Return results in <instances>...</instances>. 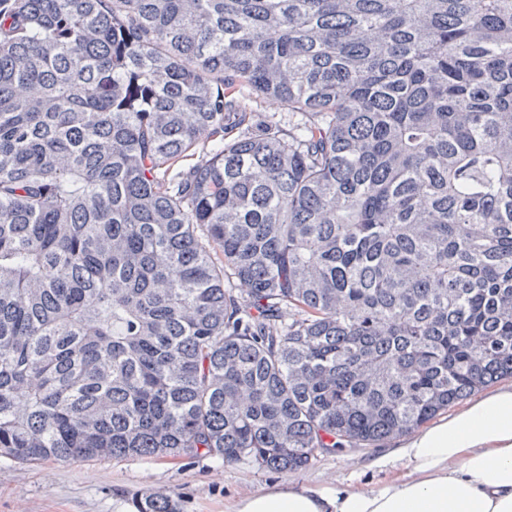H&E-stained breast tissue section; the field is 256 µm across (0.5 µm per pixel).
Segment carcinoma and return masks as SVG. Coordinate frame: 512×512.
<instances>
[{"mask_svg": "<svg viewBox=\"0 0 512 512\" xmlns=\"http://www.w3.org/2000/svg\"><path fill=\"white\" fill-rule=\"evenodd\" d=\"M504 378L512 0H0V457L288 473ZM249 122L255 126L259 123L281 120L288 125V112L281 110L278 106L262 100L253 99L249 102Z\"/></svg>", "mask_w": 512, "mask_h": 512, "instance_id": "carcinoma-1", "label": "carcinoma"}]
</instances>
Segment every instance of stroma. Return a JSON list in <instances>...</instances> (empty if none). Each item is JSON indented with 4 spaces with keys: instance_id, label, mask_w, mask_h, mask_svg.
I'll return each mask as SVG.
<instances>
[{
    "instance_id": "obj_1",
    "label": "stroma",
    "mask_w": 512,
    "mask_h": 512,
    "mask_svg": "<svg viewBox=\"0 0 512 512\" xmlns=\"http://www.w3.org/2000/svg\"><path fill=\"white\" fill-rule=\"evenodd\" d=\"M401 438L318 456L295 473L258 467L251 459L108 458L24 465L0 457V512H132L146 495L170 497L177 512H229L235 502L276 483L333 489L379 488L386 473L373 461L394 453Z\"/></svg>"
}]
</instances>
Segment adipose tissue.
<instances>
[{"label":"adipose tissue","instance_id":"1","mask_svg":"<svg viewBox=\"0 0 512 512\" xmlns=\"http://www.w3.org/2000/svg\"><path fill=\"white\" fill-rule=\"evenodd\" d=\"M406 472L380 489L283 483L234 512H512V389L410 437Z\"/></svg>","mask_w":512,"mask_h":512}]
</instances>
